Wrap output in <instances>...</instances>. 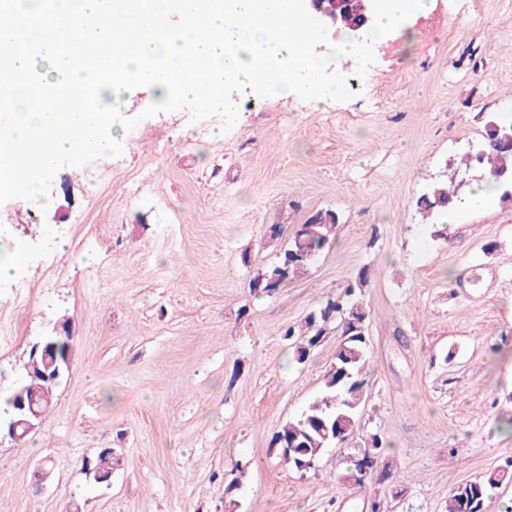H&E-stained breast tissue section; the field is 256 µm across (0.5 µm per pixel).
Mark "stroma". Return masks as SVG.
I'll return each instance as SVG.
<instances>
[{
  "mask_svg": "<svg viewBox=\"0 0 512 512\" xmlns=\"http://www.w3.org/2000/svg\"><path fill=\"white\" fill-rule=\"evenodd\" d=\"M356 95L318 107L236 93L239 119L142 118L123 153L54 177L47 208L0 205V245L23 251L26 306L0 287V392L31 344L67 323L70 370L26 443L0 441V512H444L448 493L512 459V205L464 210L445 234L418 197L467 194L487 121L512 96V0H430L360 61ZM339 216L307 273L264 295L254 270L274 224ZM367 271L361 427L299 475L270 443L315 397L336 351L297 363L284 331ZM380 435L381 485L340 492L346 460ZM121 458L97 484L84 459ZM54 471L37 487L38 465Z\"/></svg>",
  "mask_w": 512,
  "mask_h": 512,
  "instance_id": "stroma-1",
  "label": "stroma"
}]
</instances>
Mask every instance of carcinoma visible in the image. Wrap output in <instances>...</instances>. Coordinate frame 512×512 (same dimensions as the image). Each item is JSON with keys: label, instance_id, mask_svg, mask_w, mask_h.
<instances>
[{"label": "carcinoma", "instance_id": "obj_1", "mask_svg": "<svg viewBox=\"0 0 512 512\" xmlns=\"http://www.w3.org/2000/svg\"><path fill=\"white\" fill-rule=\"evenodd\" d=\"M503 128L512 129V122L501 117L489 120L482 152L466 154L462 163L469 169H480L477 182L490 175L500 201L512 204V185L499 179L502 173L512 174V142L498 134ZM457 198L458 191L450 192L447 182L438 181L429 185L417 200V206L426 215L439 219L448 214ZM338 224L336 212L326 210L294 225L276 260L258 268L250 279L251 290L269 295L275 291L274 284L303 276L319 252L334 239ZM367 286L368 274L363 270L348 283L342 297L328 298L311 311L300 330L290 326L285 331V339L292 342L295 358L300 363L306 361L311 349L324 336L333 331L338 335L336 352L321 389L298 416L282 424L271 441L283 462L302 477L315 469L324 449L344 443L360 427L370 356L368 311L364 302ZM22 370L23 385L35 408L49 409L61 379L47 377L50 370L40 357L28 358ZM119 465L118 455L101 450L95 458L83 462L82 470L94 482L101 483ZM504 483H512V459L458 484L448 493L445 512H487L488 491Z\"/></svg>", "mask_w": 512, "mask_h": 512}]
</instances>
